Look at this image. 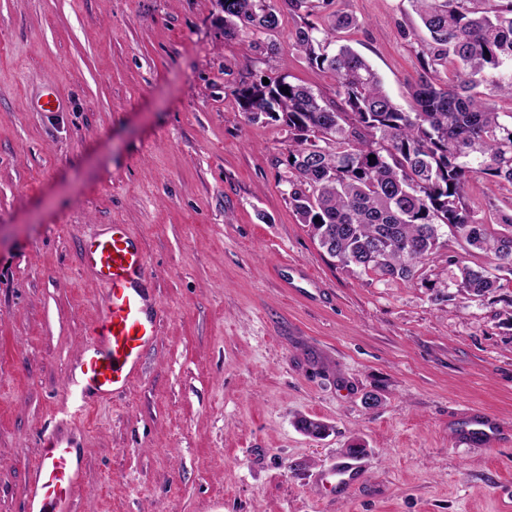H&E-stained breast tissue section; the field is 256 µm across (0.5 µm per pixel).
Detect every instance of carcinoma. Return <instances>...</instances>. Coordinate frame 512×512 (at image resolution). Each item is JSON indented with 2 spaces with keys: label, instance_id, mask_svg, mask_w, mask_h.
I'll use <instances>...</instances> for the list:
<instances>
[{
  "label": "carcinoma",
  "instance_id": "cac0c4a2",
  "mask_svg": "<svg viewBox=\"0 0 512 512\" xmlns=\"http://www.w3.org/2000/svg\"><path fill=\"white\" fill-rule=\"evenodd\" d=\"M304 18L288 40L308 63L336 77V98L294 83L288 73L241 82L235 93L252 122L287 128L288 198L321 248L344 267L383 280L411 281L435 254L442 226L492 266L459 265L455 297L497 293L512 276V212L500 229L476 218L466 188L474 177L512 185V112L486 97L512 101V0H411L428 38L418 52L427 76L411 87L405 109L385 91L368 60L342 33L361 26L334 11L308 20L334 0H284ZM224 36L273 35L280 14L270 0H218ZM453 65L456 78L443 80Z\"/></svg>",
  "mask_w": 512,
  "mask_h": 512
}]
</instances>
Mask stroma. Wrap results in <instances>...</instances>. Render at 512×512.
Wrapping results in <instances>:
<instances>
[{"label": "stroma", "instance_id": "stroma-1", "mask_svg": "<svg viewBox=\"0 0 512 512\" xmlns=\"http://www.w3.org/2000/svg\"><path fill=\"white\" fill-rule=\"evenodd\" d=\"M335 7L408 106L410 0ZM221 17L217 0H0V512H24L53 436L82 458L74 512H500L512 440L455 429L469 410L512 428V279L437 302L449 254L489 263L446 228L420 280L330 258L288 201L284 126L235 89L285 69L332 98L336 79L289 48L288 8L275 55ZM49 86L61 111L36 106ZM103 224L144 249L160 321L130 391L80 409L67 381L105 297L81 245ZM355 440L365 472L339 495L317 477Z\"/></svg>", "mask_w": 512, "mask_h": 512}]
</instances>
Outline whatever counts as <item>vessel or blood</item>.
<instances>
[{
    "label": "vessel or blood",
    "instance_id": "vessel-or-blood-1",
    "mask_svg": "<svg viewBox=\"0 0 512 512\" xmlns=\"http://www.w3.org/2000/svg\"><path fill=\"white\" fill-rule=\"evenodd\" d=\"M82 263L104 286L96 327L70 379L82 397L107 400L126 393L144 351L157 336L159 312L149 303L147 260L125 225L108 224L86 239ZM459 435L470 442H498L503 432L483 413L464 415ZM81 469L71 441L53 439L31 471L25 487V512H73Z\"/></svg>",
    "mask_w": 512,
    "mask_h": 512
}]
</instances>
